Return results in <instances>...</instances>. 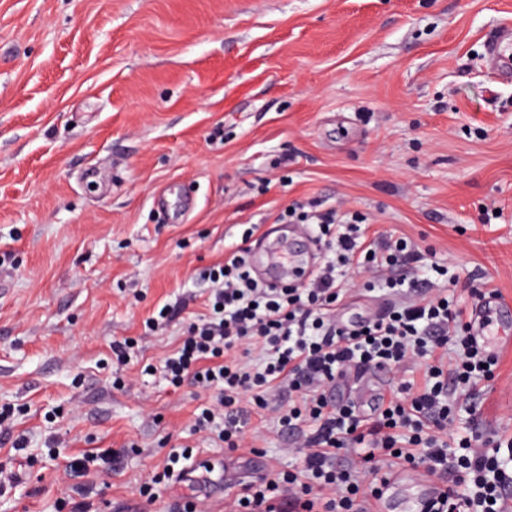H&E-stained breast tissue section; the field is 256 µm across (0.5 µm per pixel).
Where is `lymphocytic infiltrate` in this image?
I'll return each mask as SVG.
<instances>
[{
    "mask_svg": "<svg viewBox=\"0 0 512 512\" xmlns=\"http://www.w3.org/2000/svg\"><path fill=\"white\" fill-rule=\"evenodd\" d=\"M296 218L326 247L313 273L280 288L253 277L247 244L255 229L250 226L223 263L204 271L206 313L188 318L185 302L167 303L145 322L158 332L183 320L181 341L164 361V376L173 387L187 382L210 395L194 429L226 448L243 443L229 408L245 393H252L261 408L276 382L296 397L278 423L301 438L302 470L273 471L245 485L233 512H363L400 463L444 482L432 512H507L512 437L487 448L474 435L458 439L457 451L448 448L458 389L491 378L496 361L474 342L447 294L426 292L420 272L444 277L447 269L425 263L407 239L366 241L360 225L335 211H303ZM347 267L365 274L366 291L382 288L402 296V303L383 317L339 326L336 308L346 293ZM245 344L262 352V367L243 362ZM452 344L461 357L448 373L436 353ZM409 359L425 360L424 384L402 382L377 416L361 414L350 402L333 403L327 393L349 371H391ZM350 448L358 451L351 465L336 466V458ZM115 459L104 448L68 463L67 475L74 480L62 501L68 512H97L88 475Z\"/></svg>",
    "mask_w": 512,
    "mask_h": 512,
    "instance_id": "obj_1",
    "label": "lymphocytic infiltrate"
}]
</instances>
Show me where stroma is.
<instances>
[{
	"label": "stroma",
	"mask_w": 512,
	"mask_h": 512,
	"mask_svg": "<svg viewBox=\"0 0 512 512\" xmlns=\"http://www.w3.org/2000/svg\"><path fill=\"white\" fill-rule=\"evenodd\" d=\"M506 24L512 0H0V469L22 473L0 512H57L99 448L120 454L101 512H225L301 468L250 397L247 447L194 432L204 397L161 371L182 325L145 326L203 312L201 273L245 225L259 253L288 235V206L430 251L463 314L474 286L512 298V78L487 56ZM478 388L483 439L512 434V355Z\"/></svg>",
	"instance_id": "stroma-1"
}]
</instances>
